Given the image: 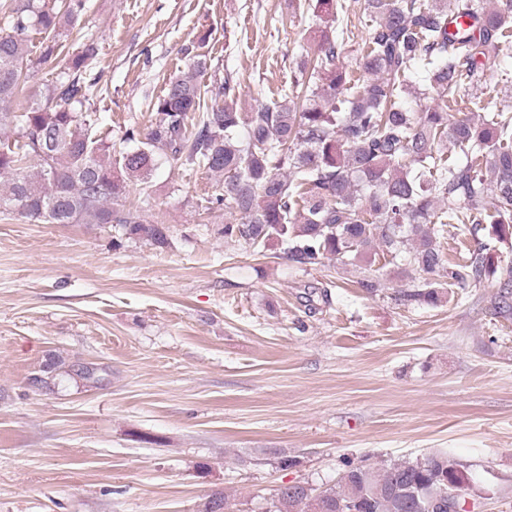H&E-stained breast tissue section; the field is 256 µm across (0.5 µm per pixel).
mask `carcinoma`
<instances>
[{
    "label": "carcinoma",
    "mask_w": 512,
    "mask_h": 512,
    "mask_svg": "<svg viewBox=\"0 0 512 512\" xmlns=\"http://www.w3.org/2000/svg\"><path fill=\"white\" fill-rule=\"evenodd\" d=\"M88 0H10L0 13V214L42 224H110L112 244L145 240L171 247L169 227L140 203H119L127 182L148 183L161 150L187 169L214 179L200 207L239 215L224 224V238L255 248L272 243L301 265L353 263L372 248L390 264L406 262L425 277L396 295L405 305H435L442 286L468 288L497 273L483 252L451 267L443 240L448 225L477 235L490 225L502 239L512 233V115L482 105L480 73L492 52L512 44V0L488 9L484 0H368L369 37L359 58L366 80L340 64L352 31L338 0H317L333 17L301 55L298 73L277 101L250 112L234 107L226 81L211 94L196 73L177 77L149 104L146 133L125 129L130 148L112 155L99 131L97 43L87 40L66 70L42 84L39 98L20 112L13 100L35 77L29 33L41 34L40 58L58 55L60 40L87 12ZM424 82L430 104L404 99L410 78ZM475 119L449 120L460 104ZM454 152L448 153V146ZM36 162V171L26 165ZM93 379L51 357L37 387L59 376ZM462 488L461 464L445 453L423 460L346 461L334 484L296 483L277 490L272 512H448L438 499L448 484ZM216 493L202 512H229Z\"/></svg>",
    "instance_id": "cac0c4a2"
}]
</instances>
